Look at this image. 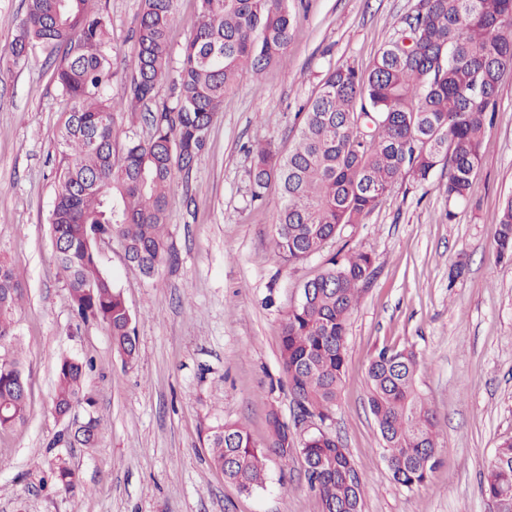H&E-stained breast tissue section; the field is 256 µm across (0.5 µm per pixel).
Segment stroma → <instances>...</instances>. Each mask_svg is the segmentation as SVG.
Instances as JSON below:
<instances>
[{
	"label": "stroma",
	"instance_id": "obj_1",
	"mask_svg": "<svg viewBox=\"0 0 512 512\" xmlns=\"http://www.w3.org/2000/svg\"><path fill=\"white\" fill-rule=\"evenodd\" d=\"M112 27L120 65L137 54L140 0H90ZM418 0H290L296 23L285 55L224 99L205 151L177 172L169 192L172 257L153 278L132 266L119 239L100 243L107 272L134 321L137 355L125 361L103 323L80 322L51 243L49 215L60 170L56 139L68 103L47 50L0 71V260L23 299L12 319L30 405L0 431V512H322L301 456H269L263 489L246 494L210 463L209 438L227 422L257 445L267 414L293 424L279 361L282 324L303 283L329 258L363 251L374 273L351 316L344 388L328 427L365 484L363 512H492L481 493L490 459L512 437V263L499 261L492 225L512 195V73L482 148L472 196L449 208L440 163L425 185L398 182L362 224L343 226L325 250L291 266L272 252L277 187L250 200L248 146L288 150L297 113L329 69H363ZM414 349L418 385L439 422L440 465L410 492L396 484L367 406L366 369L382 347ZM90 357L95 398L79 421H100L95 447L52 449L71 423L53 410L60 356ZM77 475L75 491L48 476L55 455Z\"/></svg>",
	"mask_w": 512,
	"mask_h": 512
}]
</instances>
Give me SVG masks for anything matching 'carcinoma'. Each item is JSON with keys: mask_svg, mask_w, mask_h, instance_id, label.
<instances>
[{"mask_svg": "<svg viewBox=\"0 0 512 512\" xmlns=\"http://www.w3.org/2000/svg\"><path fill=\"white\" fill-rule=\"evenodd\" d=\"M89 0H28L16 35L0 52V66L17 68L37 46L54 58L53 78L69 104L57 132L64 165L49 218L51 239L70 297L83 322L104 323L126 360L136 351L133 317L105 270L98 244L118 237L130 263L146 277L172 257L166 242L168 196L174 175L189 170L205 150L209 128L225 95L247 70L256 78L288 49L294 16L288 0H196L193 32L177 67L173 103L155 102L170 70L168 33L177 0H141L137 58L119 68L111 55L105 18ZM512 72V0H418L397 36L366 71L343 64L330 70L302 106L294 145L281 153L267 142L253 150L250 200L263 202L277 183L273 254L297 264L319 254L339 227L362 224L399 181L427 182L448 163L440 189L454 207L471 194L487 124L497 108L501 80ZM125 96L107 94L113 81ZM147 110L146 140L117 144L118 115ZM493 227L498 256L512 259V197ZM372 256L357 251L301 288L282 325L279 355L300 420L325 421L343 389L347 333ZM14 271L0 263V343H12L11 314L22 298ZM89 358L63 356L56 367L53 408L93 406L83 383ZM420 360L412 349L384 347L367 367V403L377 424L393 480L408 491L423 486L439 466L434 410L417 386ZM28 382L20 353L0 355V430L22 420ZM268 443L224 423L212 435L211 463L224 479L250 493L265 485V460L294 456L295 437L275 410L267 414ZM99 420L75 431L94 445ZM311 489L323 512H362L365 488L335 435L317 428L299 448ZM51 479L69 493L75 472L57 458ZM497 512H512V438L503 440L481 485Z\"/></svg>", "mask_w": 512, "mask_h": 512, "instance_id": "cac0c4a2", "label": "carcinoma"}]
</instances>
